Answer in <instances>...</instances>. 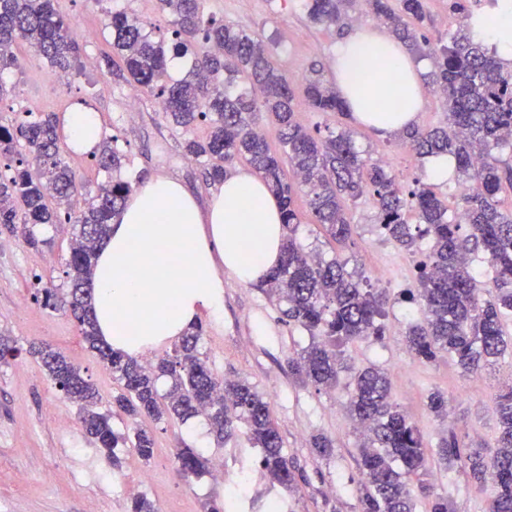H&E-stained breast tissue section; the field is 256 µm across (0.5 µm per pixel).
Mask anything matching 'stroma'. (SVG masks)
<instances>
[{"label": "stroma", "mask_w": 512, "mask_h": 512, "mask_svg": "<svg viewBox=\"0 0 512 512\" xmlns=\"http://www.w3.org/2000/svg\"><path fill=\"white\" fill-rule=\"evenodd\" d=\"M57 11L71 24L90 65L59 94L49 63L34 48L19 43L20 67L6 81L11 93L0 100V124L15 126L26 112L69 111L86 102L98 112L106 136L115 138L126 157L122 176L132 186L156 175L177 179L200 202L214 188L202 166L186 156L184 136L176 130L154 96L138 97V115L128 121L130 87L112 75V44L104 15L92 0H55ZM207 9L262 39L294 86H302L311 64L324 67L333 79V55L339 37L332 28L313 24L303 0H207ZM298 119L309 131L327 135L353 130L360 148L383 159L404 188H411L425 171L426 160L403 145L398 136H383L338 113L312 111L297 105ZM298 238L308 249L329 256L340 252L349 267L362 269L377 288L386 289L388 331L383 340L359 339L344 347L348 368L339 386L325 390L301 383L288 361L310 338L299 328L283 324L279 313L258 285L224 279V302L219 313L202 311L204 350L213 372L224 378L248 380L269 402L278 423L283 448L302 473L293 488L271 483L258 465L259 449L245 437L217 446L204 418L181 422H151L156 450L149 463L121 449L122 463L113 466L99 453L77 420L75 406L44 373L28 348L44 341L79 364L97 386L103 402H110L119 386L89 351L77 324L63 311L44 308L43 288L66 291L64 275L71 224L36 227L47 239L41 251L29 249L18 237L0 233V340L19 354L0 364V512H128L134 498L145 496L165 512H204L210 499L226 501V512H358L357 458L361 434L347 412V390L355 369L382 368L391 383L392 399L418 426L430 448V491L448 499L450 512H487L493 484L472 486L460 467L439 461L442 437L455 433L469 447L493 446L498 435L495 396L512 387V346L497 361L466 375L448 359L421 363L413 360L406 343L411 323L421 318L417 305L407 302L404 290L417 289L418 254L387 239L376 222L370 198L349 205L356 229L345 246H337L315 224L305 196H298ZM442 391L448 411L438 416L427 406L430 392ZM334 441L332 456L317 455L313 435ZM189 445L223 463L217 477L181 478L175 470L174 450Z\"/></svg>", "instance_id": "obj_1"}]
</instances>
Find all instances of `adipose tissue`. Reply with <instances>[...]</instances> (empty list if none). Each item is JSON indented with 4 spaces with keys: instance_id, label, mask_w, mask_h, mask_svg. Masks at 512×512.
Here are the masks:
<instances>
[{
    "instance_id": "obj_1",
    "label": "adipose tissue",
    "mask_w": 512,
    "mask_h": 512,
    "mask_svg": "<svg viewBox=\"0 0 512 512\" xmlns=\"http://www.w3.org/2000/svg\"><path fill=\"white\" fill-rule=\"evenodd\" d=\"M336 90L360 124L389 135L417 124L425 104L421 67L379 28L361 26L336 45ZM67 145L88 152L104 130L98 113L63 114ZM281 208L253 171L228 174L206 203L155 176L132 192L94 260L99 335L132 357L183 336L202 310L219 311L224 279L260 283L282 257Z\"/></svg>"
}]
</instances>
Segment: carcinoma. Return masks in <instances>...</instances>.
Segmentation results:
<instances>
[{"label":"carcinoma","mask_w":512,"mask_h":512,"mask_svg":"<svg viewBox=\"0 0 512 512\" xmlns=\"http://www.w3.org/2000/svg\"><path fill=\"white\" fill-rule=\"evenodd\" d=\"M205 0H159L170 17L171 38L156 35L155 27L126 9H105L112 51L123 66L116 80L143 88L159 99L172 125L188 133L207 123L206 138H188L185 154L209 164L206 176L221 182L226 166L244 158L266 182L281 205L288 228L283 258L261 289L276 301L282 321L303 329L311 338L289 361L303 382L334 389L346 369L343 343L385 336V290L372 287L347 260L335 255L310 256L295 237L298 215L294 196L301 189L315 223L336 243L351 237L353 224L343 200L369 195L376 221L391 240L411 250L427 238L430 246L417 264L420 288L407 300L420 306L422 320L411 325L407 344L413 359L432 361L446 355L467 373L496 361L507 349L504 323L512 318V208L502 209L499 194L512 187V164L501 153H512V72L505 70L478 29L484 13L478 0H448L456 28L446 38L431 41L420 32L430 21L424 0H364L366 11L408 47L431 63L427 73L432 89L448 104L444 127H411L404 139L420 156L445 153L456 162L466 191L456 222L432 188L418 180L404 190L388 166L356 147L350 130L311 135L297 118L296 89L255 34L205 14ZM311 20L339 31L349 26L346 6L353 0H305ZM22 41L37 49L62 77L79 74L81 48L58 15L54 0H0V75L18 69L14 46ZM302 96L316 112H346L333 84L312 70ZM264 112L276 127L282 153L271 151L258 131L256 118ZM24 140L30 158L15 156ZM102 140L94 155L108 180L97 185L87 207L78 215L71 201L83 185L62 157L56 118L48 112H29L15 128L0 125V157L9 160V174L0 175V230L22 233L24 243L38 250L47 244L32 230L38 224H74L66 263L69 288L64 297L46 288L42 304L61 307L79 327L88 348L121 384L112 406L134 420L126 434L112 427V411H101L98 388L79 365L49 344L32 346L48 377L78 406L85 433L112 463L117 449L129 448L142 461L155 452L153 432L145 420L164 417L186 421L203 415L217 442L235 438L245 427L248 442L260 449L259 466L282 487L296 480L293 462L284 452L270 404L245 379L219 380L203 351L202 322L174 341L170 353L153 365L125 356L99 336L93 308V266L97 249L108 238L111 221L131 192L121 177L124 155ZM297 182L287 180L284 164ZM416 211L418 224L405 220ZM483 252L492 288L478 287L469 255ZM170 387L160 393L158 380ZM354 422L365 427L359 448V512H416L413 493H428V448L421 431L391 398L384 371L375 366L356 372L348 394ZM498 436L486 454L466 448L450 433L437 455L458 464L481 487L491 481L495 495L488 512H512V388L496 396ZM177 471L186 476L210 473V459L185 445L175 449Z\"/></svg>","instance_id":"carcinoma-1"}]
</instances>
